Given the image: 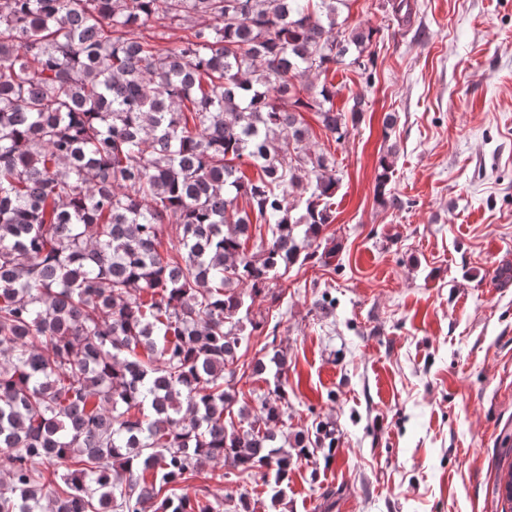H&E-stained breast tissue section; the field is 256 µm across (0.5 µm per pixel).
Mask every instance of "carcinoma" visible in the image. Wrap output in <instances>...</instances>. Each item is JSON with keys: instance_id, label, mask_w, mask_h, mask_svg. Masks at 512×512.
<instances>
[{"instance_id": "obj_1", "label": "carcinoma", "mask_w": 512, "mask_h": 512, "mask_svg": "<svg viewBox=\"0 0 512 512\" xmlns=\"http://www.w3.org/2000/svg\"><path fill=\"white\" fill-rule=\"evenodd\" d=\"M345 2L0 0V512H214L204 489L162 491L226 461L282 504L288 359L272 341L246 365L273 376L251 408L224 381L276 336L255 298L339 250L313 246L340 178L301 112L340 144L362 111L303 82L345 61L372 82L375 30L344 27ZM195 19L172 46L134 34ZM394 164L384 208L404 206ZM313 443L336 433L294 436L300 456Z\"/></svg>"}]
</instances>
